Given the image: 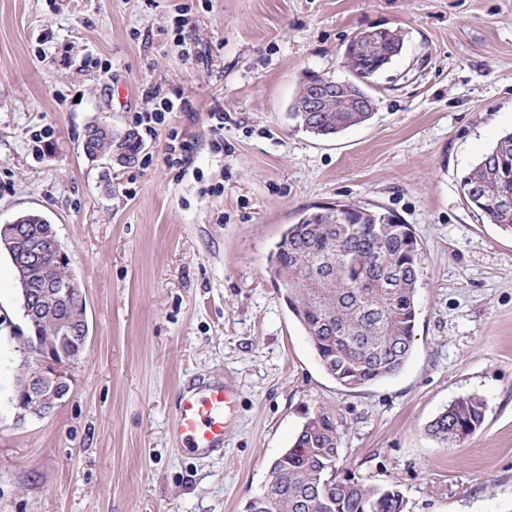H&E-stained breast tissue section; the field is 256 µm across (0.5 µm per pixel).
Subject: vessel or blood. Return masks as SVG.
<instances>
[{"mask_svg":"<svg viewBox=\"0 0 512 512\" xmlns=\"http://www.w3.org/2000/svg\"><path fill=\"white\" fill-rule=\"evenodd\" d=\"M234 392L214 380L186 392L176 409L174 428L185 447L197 452H217L224 444L225 414Z\"/></svg>","mask_w":512,"mask_h":512,"instance_id":"obj_1","label":"vessel or blood"}]
</instances>
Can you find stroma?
Returning a JSON list of instances; mask_svg holds the SVG:
<instances>
[{
  "label": "stroma",
  "instance_id": "stroma-1",
  "mask_svg": "<svg viewBox=\"0 0 512 512\" xmlns=\"http://www.w3.org/2000/svg\"><path fill=\"white\" fill-rule=\"evenodd\" d=\"M180 15L194 44L174 38ZM379 28L404 45L367 87L373 118L329 139L297 128L305 77L349 78L348 41ZM156 90L189 102L168 118L196 144L182 177L162 135L132 164L89 161V122L133 132ZM510 131L512 0H0V224H54L89 325L71 396L18 419L23 317L0 253V512H246L321 407L339 469L396 485L406 512H512V233L460 190ZM336 202L395 215L419 250L412 354L358 389L323 370L269 266L288 225ZM211 378L235 392L219 456L173 429ZM466 395L484 423L442 447L427 427Z\"/></svg>",
  "mask_w": 512,
  "mask_h": 512
}]
</instances>
